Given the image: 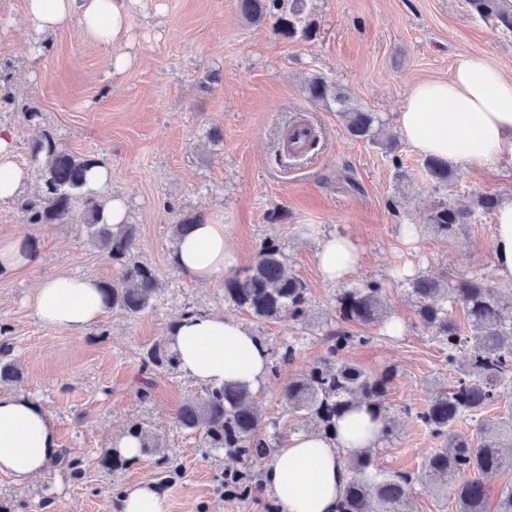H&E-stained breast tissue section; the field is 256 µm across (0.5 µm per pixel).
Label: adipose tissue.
Masks as SVG:
<instances>
[{
	"instance_id": "obj_1",
	"label": "adipose tissue",
	"mask_w": 512,
	"mask_h": 512,
	"mask_svg": "<svg viewBox=\"0 0 512 512\" xmlns=\"http://www.w3.org/2000/svg\"><path fill=\"white\" fill-rule=\"evenodd\" d=\"M24 11L37 32L66 27L79 19L102 44L115 42L128 26L124 0H24ZM405 141L419 154L449 166H481L512 177V78L485 58L459 55L445 79L414 84L394 119ZM14 136L0 127V202L14 199L30 177L13 160ZM493 263L498 276L512 281V200L493 212ZM174 267L189 280L223 281L233 259L224 227L204 222L176 239ZM361 250L351 237L326 236L317 251L324 280L338 283L355 273ZM99 280L60 273L44 278L29 306L44 326L84 335L106 305ZM168 344L179 371L204 387L226 383L258 389L270 374L267 344L238 319L193 313L177 320ZM384 423L358 407L336 423L335 435L308 431L293 434L277 450L264 483L282 512H338L351 473L346 459L376 448ZM60 444L53 418L32 395L0 391V474L22 485L58 458Z\"/></svg>"
}]
</instances>
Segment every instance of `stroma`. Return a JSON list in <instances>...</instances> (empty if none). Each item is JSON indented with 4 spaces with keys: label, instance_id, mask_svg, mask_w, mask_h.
Returning a JSON list of instances; mask_svg holds the SVG:
<instances>
[{
    "label": "stroma",
    "instance_id": "35a3bbf8",
    "mask_svg": "<svg viewBox=\"0 0 512 512\" xmlns=\"http://www.w3.org/2000/svg\"><path fill=\"white\" fill-rule=\"evenodd\" d=\"M313 38L277 35L272 20L252 23L237 0H132L126 32L99 44L79 21L31 32L23 0H0V125L15 135V160L26 164L29 144L50 132L62 148L98 159L112 173L109 194L126 199L136 227L135 260L153 268L162 288L142 313L106 311L86 334L39 324L27 301L43 278L84 274L111 281L117 268L85 232L67 224H28L22 200L0 204V236L37 242L34 264L0 275V326L9 327L11 356L23 372L20 387L53 417L59 443L77 469L53 464L18 485L0 475V512H113L119 489L154 482L168 512H276L263 480L267 462L240 461L256 484L248 498H225L224 450L204 447L176 416L204 387L179 370L152 374L151 397L140 400L142 358L167 339L184 313L237 318L270 351L294 342L292 363L278 365L260 387L266 437L284 446L313 422L290 413L281 399L292 379L323 363L325 334L336 323V295L375 282L392 318L404 329L357 326L367 344L346 360L365 374L393 372L387 401L392 433L373 453L387 472H418L439 440L403 411L424 403L448 383L446 352L415 312L412 277L478 278L512 297L492 257L494 224L483 215L453 240L424 231L414 243L404 227L425 223L438 202L471 205L475 195L512 199V181L471 167L435 186L424 158L402 139L394 117L410 85L447 76L459 54L474 53L512 76V31L473 15L466 0H305ZM130 66L113 73L114 57ZM321 75L381 123L376 143L352 139L334 110L312 103L306 78ZM40 113L26 123L24 113ZM304 118L319 131L315 151L286 156L281 136ZM395 140L386 150V140ZM198 215L223 225L236 271L252 266L267 244L278 245L309 289L304 323L266 322L239 310L223 284H197L171 262L173 226ZM341 233L362 248L360 268L344 283L322 280L321 239ZM411 268L404 276L402 268ZM160 435L162 448L118 470L102 466L112 441L132 424Z\"/></svg>",
    "mask_w": 512,
    "mask_h": 512
}]
</instances>
